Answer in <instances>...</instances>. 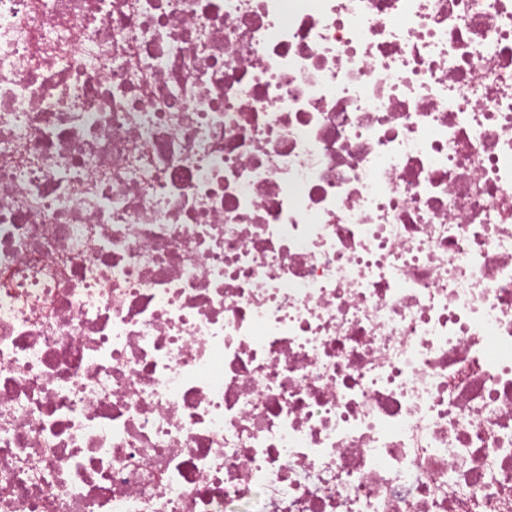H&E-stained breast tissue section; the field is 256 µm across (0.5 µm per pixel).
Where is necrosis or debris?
Masks as SVG:
<instances>
[{"label": "necrosis or debris", "instance_id": "1", "mask_svg": "<svg viewBox=\"0 0 512 512\" xmlns=\"http://www.w3.org/2000/svg\"><path fill=\"white\" fill-rule=\"evenodd\" d=\"M0 512H512V0H0Z\"/></svg>", "mask_w": 512, "mask_h": 512}]
</instances>
